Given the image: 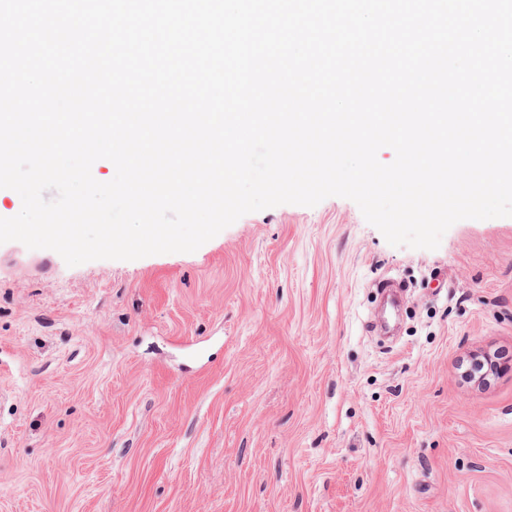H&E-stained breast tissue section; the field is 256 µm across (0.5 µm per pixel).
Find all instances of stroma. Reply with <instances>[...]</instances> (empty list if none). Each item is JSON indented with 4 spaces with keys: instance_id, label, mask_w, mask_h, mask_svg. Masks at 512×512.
<instances>
[{
    "instance_id": "stroma-1",
    "label": "stroma",
    "mask_w": 512,
    "mask_h": 512,
    "mask_svg": "<svg viewBox=\"0 0 512 512\" xmlns=\"http://www.w3.org/2000/svg\"><path fill=\"white\" fill-rule=\"evenodd\" d=\"M480 350L512 357V217L394 247L333 196L192 253L0 243V512H512V368L463 382Z\"/></svg>"
}]
</instances>
